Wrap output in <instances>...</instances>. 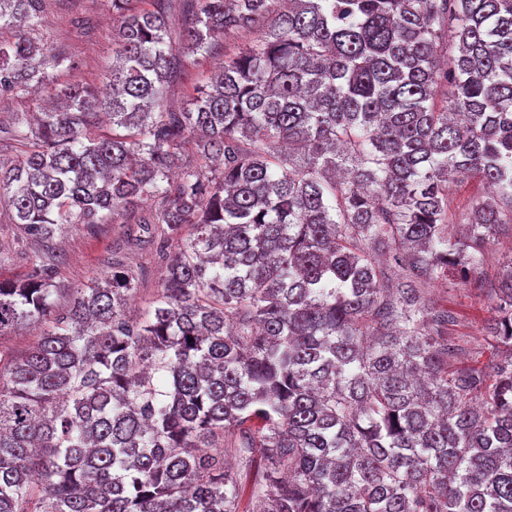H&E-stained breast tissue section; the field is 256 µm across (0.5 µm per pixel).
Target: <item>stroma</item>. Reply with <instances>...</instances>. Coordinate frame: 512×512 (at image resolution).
Masks as SVG:
<instances>
[{"label":"stroma","mask_w":512,"mask_h":512,"mask_svg":"<svg viewBox=\"0 0 512 512\" xmlns=\"http://www.w3.org/2000/svg\"><path fill=\"white\" fill-rule=\"evenodd\" d=\"M119 18L112 12V0H47L42 22L34 35L53 52L71 57L76 66L66 71H53L58 84H87L102 88L112 69V30ZM257 31H239L219 38L210 53H197L183 61L182 74L166 89L163 105L181 111L195 88L204 85L225 53L255 40ZM51 245L61 256L55 280L68 288H80L101 277L113 251H121L125 263L143 267L148 275L132 300V308L142 311L154 300L164 267L148 251L127 246L125 229L120 224H65L57 230ZM36 240L25 238L12 224L9 212L0 201V280H14L29 271L27 254L38 249ZM512 254V235H500L489 245L481 269L480 284H464L456 278L428 285L425 297L436 305L451 308L456 321L451 328L460 345L462 360L487 362L491 356L486 328L493 316V301L487 288Z\"/></svg>","instance_id":"obj_1"}]
</instances>
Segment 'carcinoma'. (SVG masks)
Here are the masks:
<instances>
[{"label":"carcinoma","mask_w":512,"mask_h":512,"mask_svg":"<svg viewBox=\"0 0 512 512\" xmlns=\"http://www.w3.org/2000/svg\"><path fill=\"white\" fill-rule=\"evenodd\" d=\"M136 2L112 0L102 101L48 85L46 0H0V95L56 97L0 123L26 147L0 192L46 243L0 281V337L42 326L0 351V512H240L227 458L257 454L252 512H512V256L499 359L454 364L424 296L512 229V0H183L176 42L172 0ZM260 26L162 109L182 58ZM468 178L488 193L452 239ZM107 221L164 263L156 299L128 316L145 274L114 253L58 312L55 225ZM38 334V329L26 328L2 336L1 349L9 355L21 356L37 341Z\"/></svg>","instance_id":"carcinoma-1"}]
</instances>
